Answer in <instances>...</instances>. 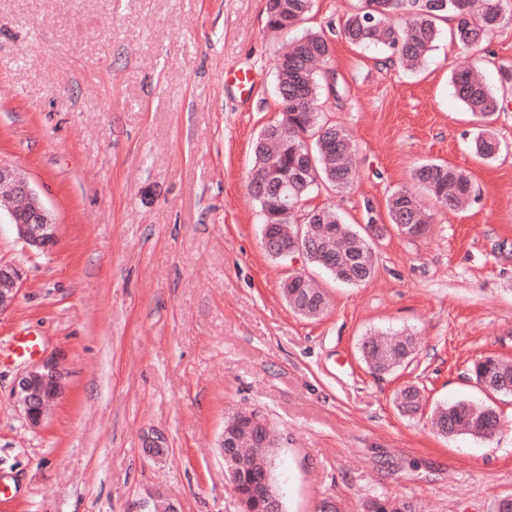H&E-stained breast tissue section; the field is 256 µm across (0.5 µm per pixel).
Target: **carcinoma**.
I'll use <instances>...</instances> for the list:
<instances>
[{"label":"carcinoma","instance_id":"1","mask_svg":"<svg viewBox=\"0 0 512 512\" xmlns=\"http://www.w3.org/2000/svg\"><path fill=\"white\" fill-rule=\"evenodd\" d=\"M315 0H267V28L293 34L289 50L276 59V92L282 104L279 117L265 124L252 147L251 179L266 181L263 194L250 191L258 203L262 225L269 226L277 248L267 254L280 259V246L302 234L307 242L304 256L313 266L335 280L361 285L373 278L378 255L373 243L354 225L347 224L330 208L304 211L303 222L289 225L302 203L319 186L343 192L352 185L357 144L351 132L319 112L325 91L338 92L336 75L328 69L333 57L332 42L317 31L302 29L313 11ZM512 16V0H360L342 24V36L353 46H381L411 70L423 67L439 35V21L450 16L455 21L450 37L461 49L476 51ZM455 97L480 121L487 122L503 109V98L473 69L457 70L452 77ZM314 139L315 169L307 174L309 186L296 193V180L305 173L308 139ZM475 153L493 160L502 144L488 128L473 139ZM411 177L424 189L433 208L405 187L393 190L385 200L387 217L400 234L415 237L432 223L437 211H456L476 192L468 174L445 163H428L415 168ZM281 296L295 314L316 319L328 308L325 294L301 273L289 275L281 284ZM414 335L406 330L385 339L366 336L361 356L377 374L391 373L417 351ZM475 381L497 378L509 387L497 391L512 397V362L495 356H481L473 363ZM396 406L404 414L420 407V389L403 387L396 395ZM254 413H235L224 422V429L235 437L236 448L224 459V470L235 486L242 512H270L271 504L283 509L273 477L274 434L265 430L268 442L260 448L254 443L259 430ZM432 418L444 437L468 436L489 439L495 436L501 419L490 406L456 401L437 406ZM365 512H418L408 499L375 497L364 505Z\"/></svg>","mask_w":512,"mask_h":512}]
</instances>
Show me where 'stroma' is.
<instances>
[{"label":"stroma","mask_w":512,"mask_h":512,"mask_svg":"<svg viewBox=\"0 0 512 512\" xmlns=\"http://www.w3.org/2000/svg\"><path fill=\"white\" fill-rule=\"evenodd\" d=\"M266 0H0V160L28 178L57 225L46 253L0 223V262L21 273L0 315V512H240L218 441L253 411L278 432L284 512H362L376 496L420 512H492L512 495V398H489L473 360H512V89L491 128L493 162L469 143L479 122L451 75L479 65L489 84L512 62V22L480 56L441 35L419 71L382 64L340 35L357 0H315L308 28L334 48L342 86L324 117L358 144L345 192L315 190L348 223H386V196L413 168L465 170L479 196L437 213L419 237L387 230L366 284L335 282L301 255L271 259L249 192L252 143L281 110L274 63L285 37ZM250 73L252 88L234 81ZM303 273L329 307L293 313L280 283ZM414 332L415 358L373 374L371 333ZM36 340L35 355H18ZM59 357L65 391L29 428L12 389L34 359ZM425 396L414 417L404 384ZM493 401L490 439L440 436L431 408ZM162 434L155 452L143 438ZM420 389L417 385L403 387L396 395L395 402L403 414H414L420 407Z\"/></svg>","instance_id":"1"}]
</instances>
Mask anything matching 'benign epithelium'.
Segmentation results:
<instances>
[{"label":"benign epithelium","mask_w":512,"mask_h":512,"mask_svg":"<svg viewBox=\"0 0 512 512\" xmlns=\"http://www.w3.org/2000/svg\"><path fill=\"white\" fill-rule=\"evenodd\" d=\"M0 203L6 209L18 238L30 250L47 252L57 243V230L51 213L20 170L0 162ZM19 269L0 265V315L15 303L19 291ZM64 389V372L54 358L31 365L14 384L12 397L31 426L40 425L51 404Z\"/></svg>","instance_id":"1"}]
</instances>
